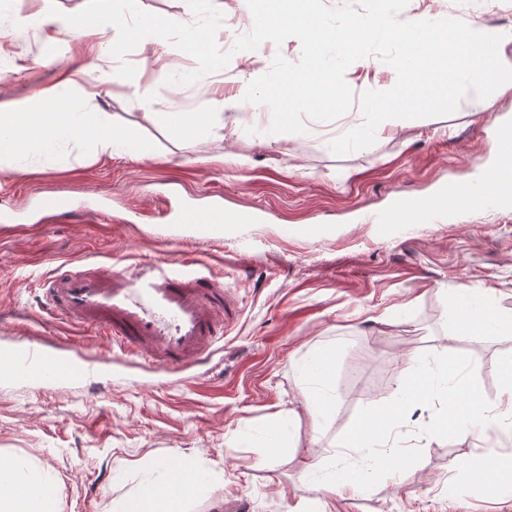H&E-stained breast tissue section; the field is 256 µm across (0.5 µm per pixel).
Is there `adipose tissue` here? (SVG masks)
<instances>
[{"mask_svg":"<svg viewBox=\"0 0 512 512\" xmlns=\"http://www.w3.org/2000/svg\"><path fill=\"white\" fill-rule=\"evenodd\" d=\"M33 26L41 30L47 41L58 35L74 38L89 34L98 36L102 45L119 50L127 32H134L145 45L166 46L170 30H178V49L181 53L205 57L209 54V20L182 21L176 27L162 26L143 16L141 0H118L115 13L106 15L19 16L0 12V28ZM42 106L37 117L20 119L11 106L0 104V169L13 168L20 154H29L42 163L54 164L64 142L80 145L92 139L97 155H114L130 150L133 139L115 133L112 115L96 101L95 93L81 88L70 76H56L39 96ZM449 341L469 336L483 329L498 336L512 335V313H501L486 302L451 311ZM332 361L321 354L299 364L302 377L317 385L315 394L308 396L300 408L287 411L288 418L307 415L314 428L334 417V396L330 375ZM404 400L435 404L439 413L427 424L424 436L440 435L445 425H452L454 435L467 439L485 433L491 426H502L512 418V364L502 378L497 404L486 407L483 399L463 373L459 360L444 357L433 364L417 368L412 383L399 392ZM393 417L389 412L368 415L351 426L342 444L347 448H372L380 445ZM23 466L15 460L0 458V512H55L48 488L36 487L27 494L14 495L12 489Z\"/></svg>","mask_w":512,"mask_h":512,"instance_id":"1","label":"adipose tissue"}]
</instances>
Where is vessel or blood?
<instances>
[{
  "instance_id": "vessel-or-blood-1",
  "label": "vessel or blood",
  "mask_w": 512,
  "mask_h": 512,
  "mask_svg": "<svg viewBox=\"0 0 512 512\" xmlns=\"http://www.w3.org/2000/svg\"><path fill=\"white\" fill-rule=\"evenodd\" d=\"M493 161L477 159L481 177L475 189L452 181L427 198L394 200L373 224L418 220L441 224L466 208L512 211V127L502 126L495 138ZM159 197L171 223L189 226L195 236L214 239L255 221V214L225 210L221 202L198 208L177 198L175 190ZM37 209L58 219L72 212L70 197H38ZM188 261H142L131 266L99 265L65 271L44 284L41 307L52 318L90 328L116 346L121 355L144 359L149 370L184 373L210 359L237 316L238 305L223 282L187 269ZM50 337H28L26 343L0 351V380L28 379L55 383L94 373L99 357L74 347L55 352Z\"/></svg>"
}]
</instances>
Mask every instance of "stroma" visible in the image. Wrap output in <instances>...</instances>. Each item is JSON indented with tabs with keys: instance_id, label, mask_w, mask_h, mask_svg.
I'll return each mask as SVG.
<instances>
[{
	"instance_id": "1",
	"label": "stroma",
	"mask_w": 512,
	"mask_h": 512,
	"mask_svg": "<svg viewBox=\"0 0 512 512\" xmlns=\"http://www.w3.org/2000/svg\"><path fill=\"white\" fill-rule=\"evenodd\" d=\"M110 0H0V11L21 16H82L108 12ZM483 11L490 28H512V0H409L402 20L431 12L470 21ZM298 61L301 46L267 44L261 56H232L228 65L190 85L168 83L196 69L175 49L126 42L119 52L95 37H62L48 44L36 29L10 30L0 41V100L31 99L53 70L75 74L112 114L117 132H133L144 150L135 157L68 158L46 167L23 158L0 170V209L19 208L23 223H0V347L28 335L33 324L18 310L38 313L44 279L63 263L128 265L168 257L179 235L181 255L197 258L196 272L219 278L240 307L223 352L197 367L192 382L148 372L134 360L112 362L90 329L46 322L47 335L97 352L98 374L60 383L0 381V455L39 470L58 512H122L146 485H161L162 462L195 476L186 512H512V473L483 483L474 468L490 457H512V428L463 442L426 441L428 405L401 407L392 431L407 445L396 468L367 464L342 447L345 431L369 412L390 408L416 363L441 355L466 362L470 381L494 405L512 361V338L483 331L448 344V312L461 298L490 300L512 311V212L466 210L444 224L391 229L366 223L396 196L422 199L443 183L475 178L472 161L493 151V134L512 125V90L475 109L460 102L449 115L387 130L365 149L334 155L326 141L338 127L361 119L365 92L385 82L388 64L352 63L345 79L354 105L328 121L304 118V134L262 142L270 112L247 127L226 125L190 142L174 139L161 115L190 112L205 100L237 94L242 82L268 72L275 54ZM138 72L152 103L141 106L133 88L99 84L101 71ZM175 181L181 194L223 196L225 209H262L263 218L224 238H194L175 229L154 194ZM71 196L77 211L44 222L32 199ZM103 209V222L84 208ZM334 354L331 385L335 419L315 436L308 418L291 425L293 446L274 440L277 418L298 406L310 387L296 373L311 350ZM318 461L304 474L294 451ZM359 469L361 492L330 493L331 476Z\"/></svg>"
}]
</instances>
